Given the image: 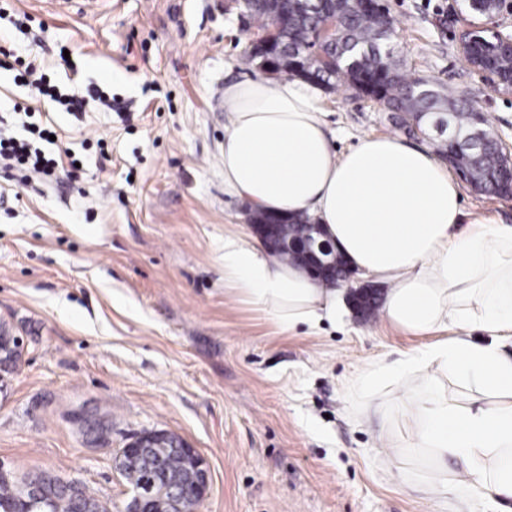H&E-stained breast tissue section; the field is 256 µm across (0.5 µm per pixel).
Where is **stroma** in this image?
Listing matches in <instances>:
<instances>
[{
	"mask_svg": "<svg viewBox=\"0 0 512 512\" xmlns=\"http://www.w3.org/2000/svg\"><path fill=\"white\" fill-rule=\"evenodd\" d=\"M407 70L466 97L512 148V93L493 90L458 48L462 0H387ZM0 47L52 81L96 85L108 112L55 111L0 70V114L51 123L46 154L81 167L22 185L0 170V324L24 343L0 373V464L82 483L108 512L128 486L113 457L162 429L209 470L199 512H498L458 489L417 487L427 466L402 450L401 416L356 420L346 379L436 342L382 315L280 332L224 288V233H250L224 193V86L258 76L232 0H6ZM29 22L15 28L14 18ZM32 115L13 113L14 103ZM317 103L336 152L403 130L378 102L339 86ZM466 220L512 224V198L461 184Z\"/></svg>",
	"mask_w": 512,
	"mask_h": 512,
	"instance_id": "35a3bbf8",
	"label": "stroma"
}]
</instances>
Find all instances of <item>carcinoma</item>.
Here are the masks:
<instances>
[{
	"mask_svg": "<svg viewBox=\"0 0 512 512\" xmlns=\"http://www.w3.org/2000/svg\"><path fill=\"white\" fill-rule=\"evenodd\" d=\"M360 0H276L275 8L286 19L291 29V41L306 48L301 69L308 79L323 88L346 85L360 91V84L371 83L380 89V103L395 113L397 124L410 135L416 134L409 118L420 114L419 122L439 116L447 118L460 130L472 127L488 129L484 113L463 98L447 95L434 84L411 75L395 51L388 49V32L382 16L367 12ZM336 15L334 37L320 45L312 38L320 19ZM452 167L474 178L478 189L496 194L501 189V173L496 144L486 142L480 148L451 151L448 156ZM22 356L19 337L6 325H0V371L11 372ZM166 469L170 474L182 472L186 461L179 453L162 451ZM122 476L129 487L147 482L149 470L146 463L125 468ZM44 492L50 498L48 512H78L83 504L58 483V478L38 473ZM21 490L13 478L0 477V512L24 509L20 502Z\"/></svg>",
	"mask_w": 512,
	"mask_h": 512,
	"instance_id": "obj_1",
	"label": "carcinoma"
}]
</instances>
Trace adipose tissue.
<instances>
[{"mask_svg":"<svg viewBox=\"0 0 512 512\" xmlns=\"http://www.w3.org/2000/svg\"><path fill=\"white\" fill-rule=\"evenodd\" d=\"M315 92L296 80L259 76L224 89V192L269 213L304 214L359 278L387 285L383 317L424 336L462 333L359 372L349 392L359 414L376 409L390 385L392 407L411 422L409 450L423 455L428 492L445 500L448 459L478 497L512 499V225L462 221L461 193L428 149L394 136H368L335 154V135ZM224 285L281 331H315L344 320L345 291L315 282L237 231L224 234ZM470 328L488 334L473 341ZM455 374L472 397L449 395Z\"/></svg>","mask_w":512,"mask_h":512,"instance_id":"obj_1","label":"adipose tissue"}]
</instances>
